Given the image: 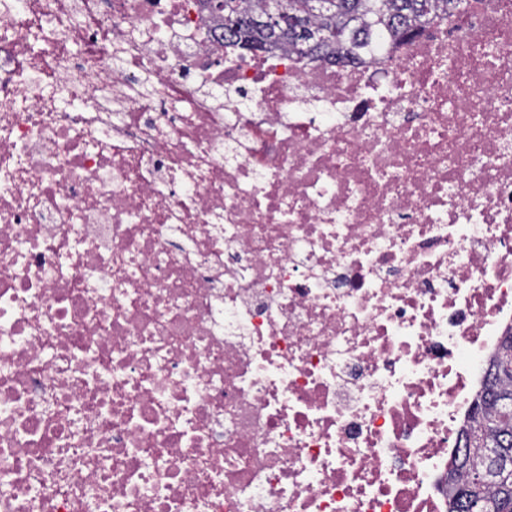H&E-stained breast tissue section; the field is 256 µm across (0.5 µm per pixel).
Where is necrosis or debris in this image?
Returning <instances> with one entry per match:
<instances>
[{"mask_svg":"<svg viewBox=\"0 0 512 512\" xmlns=\"http://www.w3.org/2000/svg\"><path fill=\"white\" fill-rule=\"evenodd\" d=\"M511 328L512 0L356 66L0 0V512H447Z\"/></svg>","mask_w":512,"mask_h":512,"instance_id":"1","label":"necrosis or debris"}]
</instances>
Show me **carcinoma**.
I'll return each instance as SVG.
<instances>
[{
	"mask_svg": "<svg viewBox=\"0 0 512 512\" xmlns=\"http://www.w3.org/2000/svg\"><path fill=\"white\" fill-rule=\"evenodd\" d=\"M310 0H288V19L275 29L262 22L266 0H224V44L254 52L287 50L299 58L353 63L377 47L419 35L438 16L460 13L468 0H329L314 13ZM315 31L331 41L304 43ZM463 452L451 461L448 512H512V334L503 338L489 367Z\"/></svg>",
	"mask_w": 512,
	"mask_h": 512,
	"instance_id": "carcinoma-1",
	"label": "carcinoma"
}]
</instances>
